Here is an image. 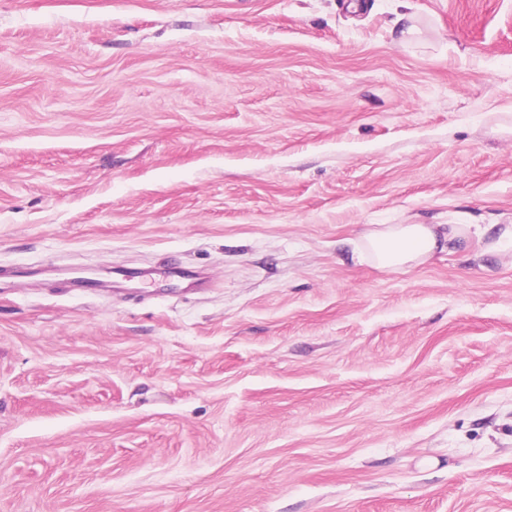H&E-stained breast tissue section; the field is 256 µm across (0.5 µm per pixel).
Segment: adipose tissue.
<instances>
[{"label": "adipose tissue", "instance_id": "obj_1", "mask_svg": "<svg viewBox=\"0 0 512 512\" xmlns=\"http://www.w3.org/2000/svg\"><path fill=\"white\" fill-rule=\"evenodd\" d=\"M360 239L382 269L397 270L424 262L437 252L467 250L472 239L485 241L486 250H512L511 224H388L362 228Z\"/></svg>", "mask_w": 512, "mask_h": 512}]
</instances>
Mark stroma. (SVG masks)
Returning a JSON list of instances; mask_svg holds the SVG:
<instances>
[{
	"label": "stroma",
	"mask_w": 512,
	"mask_h": 512,
	"mask_svg": "<svg viewBox=\"0 0 512 512\" xmlns=\"http://www.w3.org/2000/svg\"><path fill=\"white\" fill-rule=\"evenodd\" d=\"M366 224H512V0H0V512H512V254ZM364 227L360 239L382 269L418 264L436 252L466 251L473 238L486 240V252L512 251L511 224H388Z\"/></svg>",
	"instance_id": "1"
}]
</instances>
